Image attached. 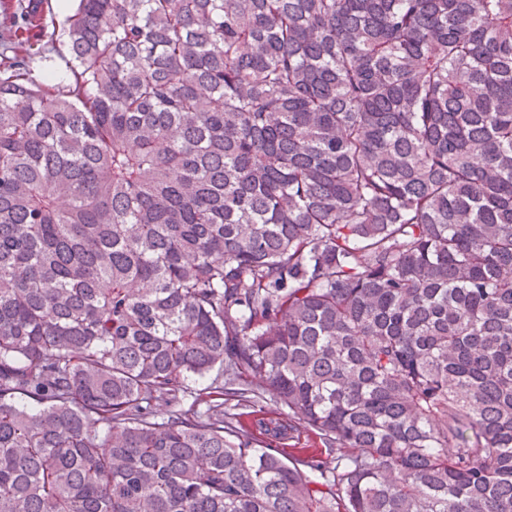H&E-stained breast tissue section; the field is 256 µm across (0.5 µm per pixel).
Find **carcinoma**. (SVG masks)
Listing matches in <instances>:
<instances>
[{
    "instance_id": "1",
    "label": "carcinoma",
    "mask_w": 512,
    "mask_h": 512,
    "mask_svg": "<svg viewBox=\"0 0 512 512\" xmlns=\"http://www.w3.org/2000/svg\"><path fill=\"white\" fill-rule=\"evenodd\" d=\"M0 6V512H512V0ZM48 1L52 17L48 33L40 45V54L31 64L32 77L39 82H46L51 75H61L65 71V62L62 58L66 55L65 21L70 16L77 2L74 0H44Z\"/></svg>"
}]
</instances>
